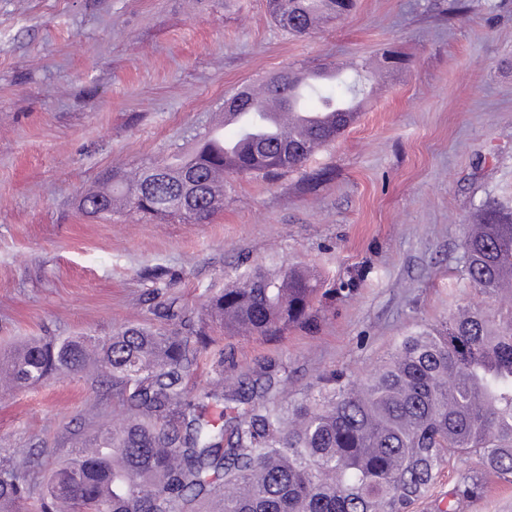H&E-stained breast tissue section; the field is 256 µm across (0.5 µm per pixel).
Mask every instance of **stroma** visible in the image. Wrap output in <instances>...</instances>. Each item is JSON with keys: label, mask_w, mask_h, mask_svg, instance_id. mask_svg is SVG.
Returning a JSON list of instances; mask_svg holds the SVG:
<instances>
[{"label": "stroma", "mask_w": 512, "mask_h": 512, "mask_svg": "<svg viewBox=\"0 0 512 512\" xmlns=\"http://www.w3.org/2000/svg\"><path fill=\"white\" fill-rule=\"evenodd\" d=\"M357 0L304 37L266 0H0V349L31 338L105 339L122 326L188 335L156 309L187 312L244 275L306 268L328 294L287 336L226 340L223 373L201 354L191 388L270 370L284 400L321 372L365 377L397 340L464 306L507 308L459 288L462 240L485 201L512 207V0ZM402 59L383 69L386 51ZM363 60L383 70L360 118L301 169L230 176L207 224L120 213L87 217L100 176L188 149L225 95L293 67ZM125 409L94 375L0 384V460L34 452L43 479L95 422ZM456 512H512L490 475Z\"/></svg>", "instance_id": "1"}]
</instances>
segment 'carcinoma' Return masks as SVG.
I'll use <instances>...</instances> for the list:
<instances>
[{
  "label": "carcinoma",
  "instance_id": "carcinoma-1",
  "mask_svg": "<svg viewBox=\"0 0 512 512\" xmlns=\"http://www.w3.org/2000/svg\"><path fill=\"white\" fill-rule=\"evenodd\" d=\"M355 0H267L274 24L294 37L353 10ZM356 61L339 67L342 92L325 83L300 89L309 114L365 96ZM338 113L304 151L251 112L217 151L198 134L183 155L154 161L131 178L116 170L79 206L93 218L125 209L157 220L205 224L224 205V177L295 171L347 127ZM458 278L493 297L512 280V209L491 202L464 237ZM317 284L301 268L257 273L209 297L188 336L125 326L100 341L31 340L4 355L20 388L93 365L112 378L128 417L85 438L35 492L30 460L0 462V512H184L207 498L222 512H408L450 462L476 455L512 482V309L494 318L464 307L436 328L401 337L389 358L355 381L334 370L316 391L284 402L266 378L234 386L219 379L191 390L197 353L226 336L280 337L315 320ZM479 472L459 473L455 497L483 493Z\"/></svg>",
  "mask_w": 512,
  "mask_h": 512
}]
</instances>
